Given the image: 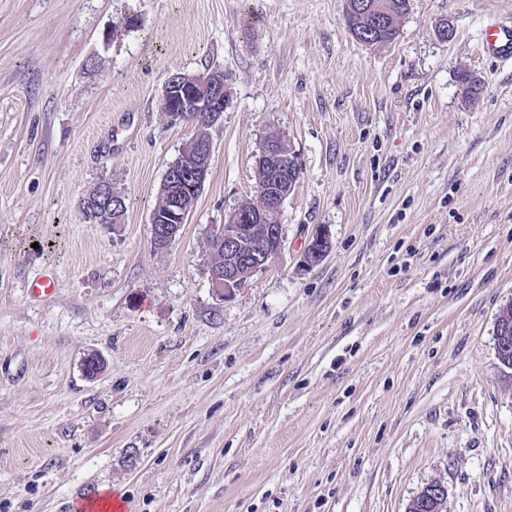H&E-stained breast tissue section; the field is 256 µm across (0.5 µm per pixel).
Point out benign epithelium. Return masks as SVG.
<instances>
[{
  "instance_id": "1",
  "label": "benign epithelium",
  "mask_w": 512,
  "mask_h": 512,
  "mask_svg": "<svg viewBox=\"0 0 512 512\" xmlns=\"http://www.w3.org/2000/svg\"><path fill=\"white\" fill-rule=\"evenodd\" d=\"M231 96L228 77L222 72L206 75L170 77L163 88L160 109L172 122H193L197 130L181 149L178 159L168 168L166 175L180 172L190 179V193L166 204L167 223H151V242L162 250L176 237L181 219L190 215L196 195L206 179L210 161V141L205 139L206 129L223 116ZM259 160L270 174V184L257 185L258 201L249 207L235 209L225 224L213 229L212 235L223 241L224 256L213 260L208 268L209 281L215 294L230 298L259 271L267 268L284 246L283 224L270 221V211L279 210L292 192L296 179L289 176L290 156L281 150L273 138H267L261 148ZM84 217L98 221L119 223L122 218V195L112 191L107 181L97 183L79 202ZM330 241L327 232L318 230L304 251V263L313 266L328 254ZM512 329V307L504 306L496 325V350L500 361L512 368L506 357L503 340ZM445 492L440 483L425 486L407 505L406 512H444Z\"/></svg>"
}]
</instances>
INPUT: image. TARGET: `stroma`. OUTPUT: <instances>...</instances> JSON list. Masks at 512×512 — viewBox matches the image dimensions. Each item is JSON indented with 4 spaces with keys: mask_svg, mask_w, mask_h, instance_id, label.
I'll list each match as a JSON object with an SVG mask.
<instances>
[{
    "mask_svg": "<svg viewBox=\"0 0 512 512\" xmlns=\"http://www.w3.org/2000/svg\"><path fill=\"white\" fill-rule=\"evenodd\" d=\"M495 21L512 0H410L371 46L346 0H0V512L114 486L130 512H405L433 481L445 512H512L495 348L512 61L483 51ZM217 69L232 97L210 168L158 251L151 214L195 132L162 88ZM272 134L300 165L285 246L221 300L212 231L256 200ZM102 181L123 223L84 220ZM320 227L332 248L310 268ZM47 270L54 295H30Z\"/></svg>",
    "mask_w": 512,
    "mask_h": 512,
    "instance_id": "stroma-1",
    "label": "stroma"
}]
</instances>
